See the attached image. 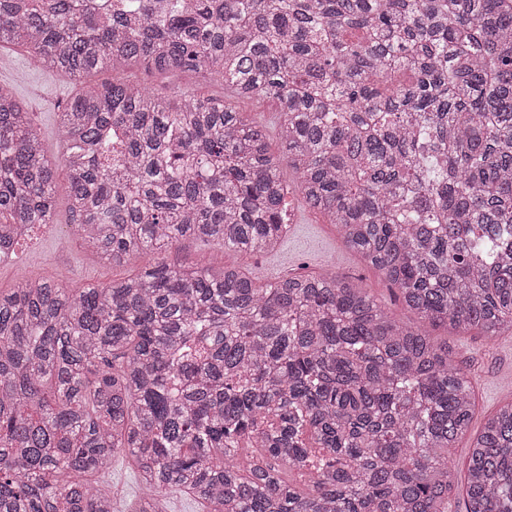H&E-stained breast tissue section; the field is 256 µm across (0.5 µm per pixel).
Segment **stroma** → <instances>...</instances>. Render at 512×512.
Listing matches in <instances>:
<instances>
[{"instance_id":"obj_1","label":"stroma","mask_w":512,"mask_h":512,"mask_svg":"<svg viewBox=\"0 0 512 512\" xmlns=\"http://www.w3.org/2000/svg\"><path fill=\"white\" fill-rule=\"evenodd\" d=\"M129 79L166 99H176L186 90L215 99L228 98L223 83L191 71L175 74L137 68ZM0 81L15 86L19 97L40 125L48 154L58 150L53 123L56 112L73 95L74 89L56 75L29 67L22 55L0 49ZM55 222L38 226L17 246L11 261L0 264V288H11L18 276L64 278L70 288L117 281L132 269H145L160 263L179 265L199 260L214 266L232 265L249 273L258 283L288 274H311L329 269L342 277L355 278L378 303L388 308L400 322L413 324L417 315L397 299L394 290L375 268L350 251L332 225L304 210L299 197L288 199L290 231L273 252L252 255L220 246L206 245L194 239L180 240L165 248L144 249L136 267L112 263L86 249L75 225L71 223L69 184L65 173H57L54 182ZM435 337L447 340L456 362L462 363L473 385L476 411L470 426L478 432L488 415L512 403V331L488 338L471 331L450 335L444 329Z\"/></svg>"}]
</instances>
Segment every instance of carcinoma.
<instances>
[{
    "instance_id": "1",
    "label": "carcinoma",
    "mask_w": 512,
    "mask_h": 512,
    "mask_svg": "<svg viewBox=\"0 0 512 512\" xmlns=\"http://www.w3.org/2000/svg\"><path fill=\"white\" fill-rule=\"evenodd\" d=\"M6 46L78 91L54 157L0 82V264L54 223L61 164L83 245L117 264L188 237L272 250L297 191L421 325L334 273L24 277L0 291V512H114L96 485L120 453L133 512H448L475 399L426 326L512 330V0H0ZM138 66L275 101L280 155L224 100L86 81ZM465 498L512 512V404Z\"/></svg>"
}]
</instances>
